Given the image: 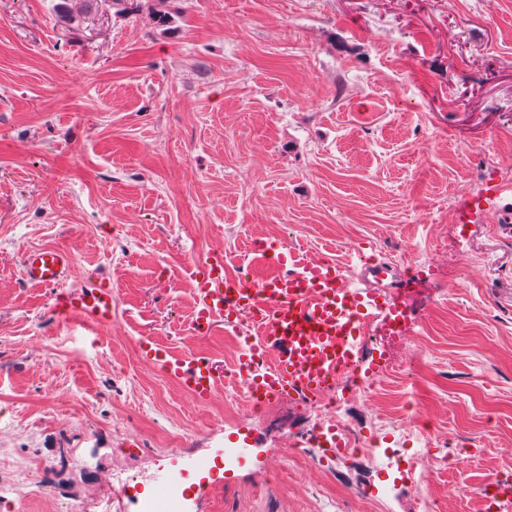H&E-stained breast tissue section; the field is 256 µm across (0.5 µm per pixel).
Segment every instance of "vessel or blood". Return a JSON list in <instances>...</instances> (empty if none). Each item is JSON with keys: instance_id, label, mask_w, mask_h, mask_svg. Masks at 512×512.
Returning <instances> with one entry per match:
<instances>
[{"instance_id": "b4317fda", "label": "vessel or blood", "mask_w": 512, "mask_h": 512, "mask_svg": "<svg viewBox=\"0 0 512 512\" xmlns=\"http://www.w3.org/2000/svg\"><path fill=\"white\" fill-rule=\"evenodd\" d=\"M278 274L258 283L253 278H224V256L215 253L188 268L193 282L195 318L192 328L209 334L216 323L238 328L249 320L259 329L248 340L240 360L251 369L250 390L271 400L282 396L316 399L334 389L363 362L367 325L389 320L405 322L402 302L383 282L387 263L364 261L360 283L345 276L331 260L300 261L278 246L264 250ZM72 267L62 249L40 247L22 259L26 280L48 286L63 284ZM56 314L95 327L112 319V291L95 286L58 297ZM143 356L174 379L196 402H208L224 388V365L209 358L176 354L157 343L141 347ZM487 512L512 505V483L493 479L485 489Z\"/></svg>"}]
</instances>
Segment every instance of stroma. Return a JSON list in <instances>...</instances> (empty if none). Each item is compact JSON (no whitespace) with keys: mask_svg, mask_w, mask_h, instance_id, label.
I'll return each instance as SVG.
<instances>
[{"mask_svg":"<svg viewBox=\"0 0 512 512\" xmlns=\"http://www.w3.org/2000/svg\"><path fill=\"white\" fill-rule=\"evenodd\" d=\"M0 0V512H484L512 475V0ZM392 269L412 318L373 324L337 387L370 450L332 456L314 403L195 402L142 342L232 366L192 329L189 265L253 243ZM74 260L62 288L21 257ZM110 286L86 330L57 291ZM179 434V447L168 445ZM426 465L406 480L412 454ZM457 495H449V487ZM71 267L70 254L53 247L29 250L22 259L23 278L48 286L63 284L69 276Z\"/></svg>","mask_w":512,"mask_h":512,"instance_id":"35a3bbf8","label":"stroma"}]
</instances>
